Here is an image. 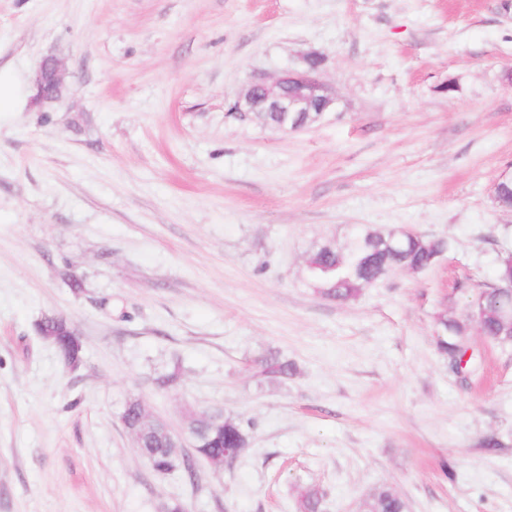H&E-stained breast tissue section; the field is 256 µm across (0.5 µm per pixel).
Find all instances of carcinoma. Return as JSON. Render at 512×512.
I'll return each mask as SVG.
<instances>
[{
    "label": "carcinoma",
    "instance_id": "obj_1",
    "mask_svg": "<svg viewBox=\"0 0 512 512\" xmlns=\"http://www.w3.org/2000/svg\"><path fill=\"white\" fill-rule=\"evenodd\" d=\"M391 231H378L366 225L353 228L345 245L338 247L332 242L319 246L310 257L314 267L307 268L310 281L317 284L324 295L345 301L356 297L359 291L381 280L389 271L409 268L421 273L432 267L437 260L451 249V242L445 238L425 236L411 232L402 236L401 243L392 249L388 247ZM508 257L501 256L495 267L493 284L480 290L472 304L486 311L487 332L495 334L500 330L499 309L503 299L495 285L507 273ZM467 337L458 334V325L447 318L439 320L437 345L448 358L457 360L464 353ZM59 356L64 361L82 359V344L56 343ZM146 416L142 403L135 399L126 403L121 419L126 425H135ZM148 433L142 439L139 453L153 459L159 469L174 470L178 465L188 477H193V464L180 458L174 451L164 425L149 420ZM193 446L197 457L208 459L221 456L226 448H245L248 441L240 423L222 413L201 412L194 419L191 428ZM362 512H405V504L389 487H380L362 503Z\"/></svg>",
    "mask_w": 512,
    "mask_h": 512
}]
</instances>
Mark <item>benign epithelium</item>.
Returning a JSON list of instances; mask_svg holds the SVG:
<instances>
[{
    "label": "benign epithelium",
    "instance_id": "1",
    "mask_svg": "<svg viewBox=\"0 0 512 512\" xmlns=\"http://www.w3.org/2000/svg\"><path fill=\"white\" fill-rule=\"evenodd\" d=\"M31 103L56 101L66 89L64 68L53 56L42 59L33 79ZM336 91L319 76V69L288 70L270 81L259 75L231 105L232 115L248 116L253 112H274L279 120L274 130L296 132L299 127L289 124L288 116L299 112H331L336 109Z\"/></svg>",
    "mask_w": 512,
    "mask_h": 512
}]
</instances>
